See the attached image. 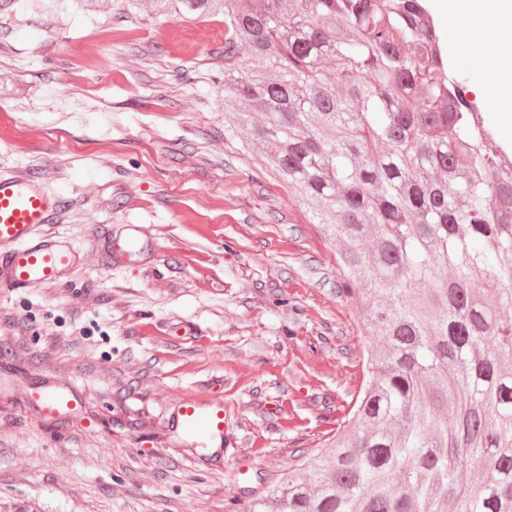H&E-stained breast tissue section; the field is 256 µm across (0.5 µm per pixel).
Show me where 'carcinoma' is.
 <instances>
[{
  "label": "carcinoma",
  "instance_id": "1",
  "mask_svg": "<svg viewBox=\"0 0 512 512\" xmlns=\"http://www.w3.org/2000/svg\"><path fill=\"white\" fill-rule=\"evenodd\" d=\"M152 12L224 16L226 136L264 153L369 301L352 416L244 512H512V159L487 150L423 0Z\"/></svg>",
  "mask_w": 512,
  "mask_h": 512
}]
</instances>
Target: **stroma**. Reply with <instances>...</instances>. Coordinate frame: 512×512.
Here are the masks:
<instances>
[{"label": "stroma", "instance_id": "1", "mask_svg": "<svg viewBox=\"0 0 512 512\" xmlns=\"http://www.w3.org/2000/svg\"><path fill=\"white\" fill-rule=\"evenodd\" d=\"M106 0L0 9V172L63 201L51 229L84 259L0 295V512H241L334 436L367 373L366 304L336 245L256 150L224 136V20ZM452 49L470 100L499 104ZM139 226V260L106 266ZM67 380L51 422L18 385ZM224 401L223 457L191 461L165 408Z\"/></svg>", "mask_w": 512, "mask_h": 512}]
</instances>
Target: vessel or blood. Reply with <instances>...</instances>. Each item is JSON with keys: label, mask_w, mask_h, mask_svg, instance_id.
<instances>
[{"label": "vessel or blood", "mask_w": 512, "mask_h": 512, "mask_svg": "<svg viewBox=\"0 0 512 512\" xmlns=\"http://www.w3.org/2000/svg\"><path fill=\"white\" fill-rule=\"evenodd\" d=\"M62 210L61 199L49 193L39 179L0 173V288L21 291L63 281L82 259V253L46 227ZM142 249L138 237L110 240L107 258L120 263ZM28 400L43 417L75 412L78 395L58 387L28 393ZM169 422L192 450L196 460L224 450V405L209 394L186 397L170 414Z\"/></svg>", "instance_id": "1"}]
</instances>
